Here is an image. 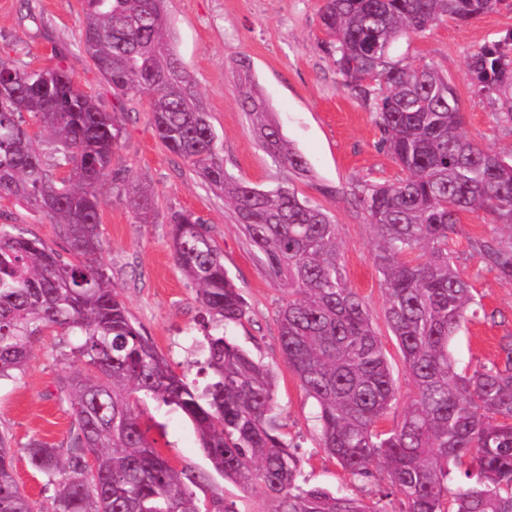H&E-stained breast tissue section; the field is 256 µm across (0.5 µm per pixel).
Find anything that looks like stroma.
Returning a JSON list of instances; mask_svg holds the SVG:
<instances>
[{
    "instance_id": "35a3bbf8",
    "label": "stroma",
    "mask_w": 512,
    "mask_h": 512,
    "mask_svg": "<svg viewBox=\"0 0 512 512\" xmlns=\"http://www.w3.org/2000/svg\"><path fill=\"white\" fill-rule=\"evenodd\" d=\"M320 5V0H167L166 15L174 49L210 114L227 172L266 188L285 176L250 133L241 109L237 68L243 58L284 135L306 158L310 175L294 180L299 196L333 215L347 278L371 315L398 389V401L384 422L389 428L402 420L412 386L384 318L382 277L373 261L375 231L356 196L365 184L394 183L403 173L377 145L371 105L349 93L332 58L319 47ZM84 22L81 0H0V57L39 67L64 66L81 89L95 94L110 111L116 104L112 91L79 47ZM488 47L512 56V0H503L471 23H442L401 38L394 54L405 64H429L447 76L465 114V133L483 147L511 156L512 125L499 118L498 101L468 70L470 57ZM116 119L121 133L112 175L101 189L99 259L135 322L176 374L204 388L209 380L205 335L212 321L196 300L195 285L175 264L169 241L172 214L193 212L221 249L224 266L248 303L246 320L227 327L225 335L275 371L281 433L301 460L303 480L380 500L386 512H398V497L388 494L383 471L364 481L352 479L321 447L313 421L315 402L289 371L279 345L276 315L286 295L267 278L260 254L223 195L161 144L147 100L126 103ZM134 181L155 193L153 223L134 219L126 197ZM0 224L15 225L24 236L52 248L61 246L54 224L22 205L0 202ZM508 234L503 226L487 223L483 213H471L449 243L485 310L496 315L492 321L467 323L454 337L451 350L459 368L495 361L499 338L512 334V283L497 278L473 247L477 239ZM76 342L63 332L45 331L34 342L24 371L0 382V435L14 450L16 481L34 500L46 499L52 490L30 464L26 449L35 439L58 446L69 441L73 419L61 380L84 367L71 352ZM140 411L148 440L172 465L210 469L191 422L181 412L152 401Z\"/></svg>"
}]
</instances>
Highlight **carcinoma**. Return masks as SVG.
Here are the masks:
<instances>
[{
    "label": "carcinoma",
    "instance_id": "obj_1",
    "mask_svg": "<svg viewBox=\"0 0 512 512\" xmlns=\"http://www.w3.org/2000/svg\"><path fill=\"white\" fill-rule=\"evenodd\" d=\"M502 0H322L321 45L344 87L377 114L379 145L405 173L398 183L360 190L378 231L385 318L414 397L403 419L383 422L398 392L367 307L350 287L333 217L298 196L290 179L271 190L235 181L224 168L209 113L166 34L165 0H83L79 44L118 103L145 98L165 148L224 192L266 276L287 295L278 311L289 370L318 406L321 445L355 479L383 468L399 512H512V335L498 358L460 372L451 342L484 311L448 249L465 213L482 211L512 229V158L472 142L448 78L404 65L393 43L446 21L468 23ZM240 99L259 145L287 171L308 173L239 63ZM488 91L512 84V60L488 50L471 57ZM54 137L46 168L32 126ZM120 129L115 113L65 68L0 59V200L54 221L63 251L0 224V380L24 370L33 342L58 328L80 337L74 353L91 370L62 381L74 427L67 447L32 441V466L48 478L47 502L26 495L14 453L0 436V512H238L211 491L209 476L173 466L146 438L139 405L153 400L193 424L212 468L259 488L274 512H386L380 501L299 482L300 460L274 414L275 373L224 337L245 320L247 303L224 257L189 211L171 218L173 257L197 285L211 317L199 392L176 374L133 321L120 291L97 263L100 188L112 175ZM135 218L153 223L152 193L132 187ZM491 270L512 281V239L481 240Z\"/></svg>",
    "mask_w": 512,
    "mask_h": 512
}]
</instances>
